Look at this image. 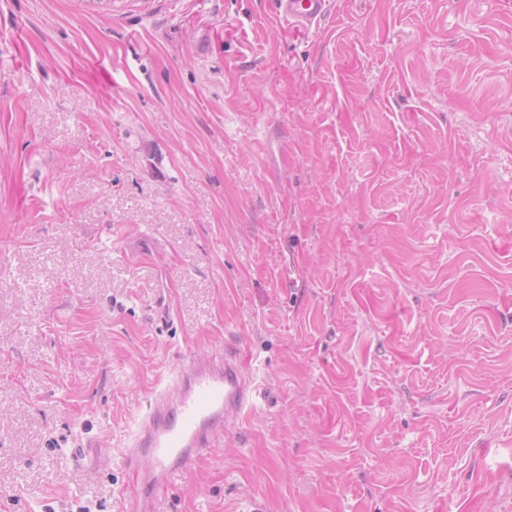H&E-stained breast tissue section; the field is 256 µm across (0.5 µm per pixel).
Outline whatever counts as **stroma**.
Listing matches in <instances>:
<instances>
[{"label": "stroma", "mask_w": 512, "mask_h": 512, "mask_svg": "<svg viewBox=\"0 0 512 512\" xmlns=\"http://www.w3.org/2000/svg\"><path fill=\"white\" fill-rule=\"evenodd\" d=\"M227 349L157 512H512V0H0V512ZM278 18L289 28L308 30L320 23L329 13L331 0H276Z\"/></svg>", "instance_id": "obj_1"}]
</instances>
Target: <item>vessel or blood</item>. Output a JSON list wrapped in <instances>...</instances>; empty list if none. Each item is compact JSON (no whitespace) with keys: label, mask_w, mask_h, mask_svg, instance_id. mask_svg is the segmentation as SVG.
<instances>
[{"label":"vessel or blood","mask_w":512,"mask_h":512,"mask_svg":"<svg viewBox=\"0 0 512 512\" xmlns=\"http://www.w3.org/2000/svg\"><path fill=\"white\" fill-rule=\"evenodd\" d=\"M277 4L279 20L304 31L328 15L331 0H277ZM253 394V379L235 351L192 358L173 372L123 452L131 476L133 512H154L153 502L168 490L172 476L211 447L226 421L251 412Z\"/></svg>","instance_id":"obj_1"}]
</instances>
